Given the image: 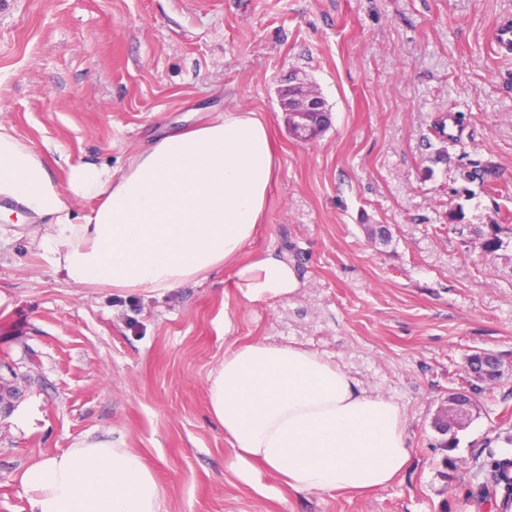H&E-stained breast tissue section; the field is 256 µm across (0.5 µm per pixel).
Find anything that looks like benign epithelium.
<instances>
[{
    "label": "benign epithelium",
    "instance_id": "1",
    "mask_svg": "<svg viewBox=\"0 0 512 512\" xmlns=\"http://www.w3.org/2000/svg\"><path fill=\"white\" fill-rule=\"evenodd\" d=\"M281 108L288 115L290 132L302 141H308L319 135L327 126L330 110L317 88L304 81L288 79V83L278 90ZM467 381L495 384L496 372L493 361L482 357L466 361ZM468 403L460 396L448 397V406L443 408L435 419V428L443 433L455 428L469 416Z\"/></svg>",
    "mask_w": 512,
    "mask_h": 512
}]
</instances>
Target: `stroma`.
<instances>
[{
    "mask_svg": "<svg viewBox=\"0 0 512 512\" xmlns=\"http://www.w3.org/2000/svg\"><path fill=\"white\" fill-rule=\"evenodd\" d=\"M508 20L512 0H0V125L59 186L229 111L262 113L279 158L237 263L162 296L67 281L38 246L48 218L0 205V383L18 392L0 415V512H29L31 462L112 440L150 465L163 512H495L477 495L512 434V56L491 43ZM292 76L331 112L307 143L279 104ZM485 168L489 189L472 177ZM269 250L297 291L240 301L238 265ZM234 340L319 352L393 399L407 470L360 495L237 480L207 403ZM476 351L502 376L446 449L433 421Z\"/></svg>",
    "mask_w": 512,
    "mask_h": 512,
    "instance_id": "stroma-1",
    "label": "stroma"
}]
</instances>
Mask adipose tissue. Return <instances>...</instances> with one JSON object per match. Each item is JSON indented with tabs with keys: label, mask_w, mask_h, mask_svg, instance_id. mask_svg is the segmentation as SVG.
<instances>
[{
	"label": "adipose tissue",
	"mask_w": 512,
	"mask_h": 512,
	"mask_svg": "<svg viewBox=\"0 0 512 512\" xmlns=\"http://www.w3.org/2000/svg\"><path fill=\"white\" fill-rule=\"evenodd\" d=\"M277 167L267 120L235 111L162 134L120 176L71 167L62 188L34 152L0 127V195L53 217L41 247L76 284L161 295L235 262L263 221ZM73 195L101 204L76 223ZM298 286L294 268L272 251L236 272L238 297L249 304ZM208 408L234 450L231 472L254 488L266 470L298 493L378 490L411 459L400 406L301 347L229 343L208 378ZM20 481L29 512L162 509L153 470L121 441L44 456Z\"/></svg>",
	"instance_id": "1"
}]
</instances>
